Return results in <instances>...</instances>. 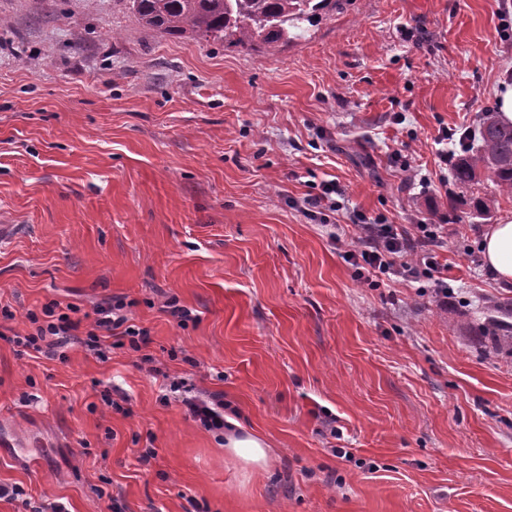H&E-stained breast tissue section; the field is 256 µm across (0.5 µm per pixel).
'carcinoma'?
<instances>
[{"instance_id": "1", "label": "carcinoma", "mask_w": 512, "mask_h": 512, "mask_svg": "<svg viewBox=\"0 0 512 512\" xmlns=\"http://www.w3.org/2000/svg\"><path fill=\"white\" fill-rule=\"evenodd\" d=\"M145 33L154 38L233 37V43L277 50L290 40L292 29L314 23L336 0H128ZM479 145L459 155L453 168L455 184L465 190L486 176L500 194L512 195V124L484 116L478 127ZM467 206L482 218L489 215L490 199L455 194L448 200L450 213ZM505 321L489 318L485 333L493 347L505 338Z\"/></svg>"}]
</instances>
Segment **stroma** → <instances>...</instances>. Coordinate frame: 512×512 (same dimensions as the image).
I'll return each instance as SVG.
<instances>
[{"instance_id":"1","label":"stroma","mask_w":512,"mask_h":512,"mask_svg":"<svg viewBox=\"0 0 512 512\" xmlns=\"http://www.w3.org/2000/svg\"><path fill=\"white\" fill-rule=\"evenodd\" d=\"M506 83L512 0H338L275 52L150 37L126 0H0L7 326L120 297L149 332L105 361L0 337V484L27 492L0 512H512V354L482 331L512 286L479 254L512 195L449 219L442 159ZM330 180L339 210L308 215ZM357 212L443 225L447 297L361 278ZM179 379L223 393L265 473L186 414Z\"/></svg>"}]
</instances>
